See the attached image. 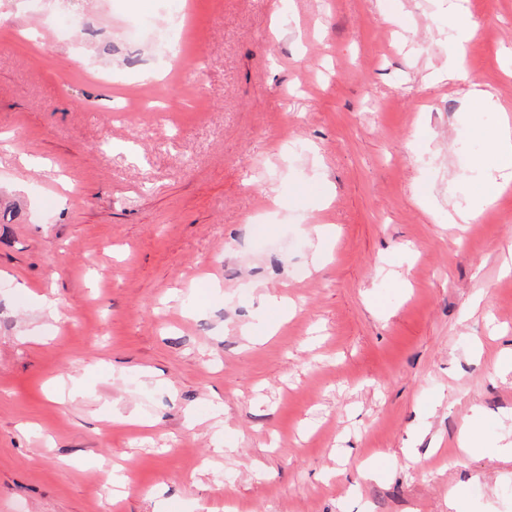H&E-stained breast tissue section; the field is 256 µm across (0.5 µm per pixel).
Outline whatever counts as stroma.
I'll return each instance as SVG.
<instances>
[{
	"mask_svg": "<svg viewBox=\"0 0 512 512\" xmlns=\"http://www.w3.org/2000/svg\"><path fill=\"white\" fill-rule=\"evenodd\" d=\"M444 7L0 0V512H448L454 487L512 512L490 453L512 428L491 369L512 349V190L448 221L512 112V0H474L468 78L435 84ZM179 13L187 54L159 81L148 33ZM475 84L502 112L470 108ZM192 93L172 131L137 108ZM472 415L480 454L456 444Z\"/></svg>",
	"mask_w": 512,
	"mask_h": 512,
	"instance_id": "obj_1",
	"label": "stroma"
}]
</instances>
